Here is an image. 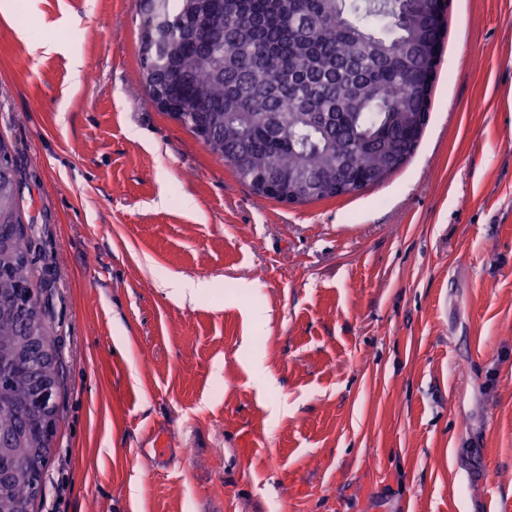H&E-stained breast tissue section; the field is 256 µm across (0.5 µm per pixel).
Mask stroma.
<instances>
[{
    "label": "stroma",
    "instance_id": "1",
    "mask_svg": "<svg viewBox=\"0 0 512 512\" xmlns=\"http://www.w3.org/2000/svg\"><path fill=\"white\" fill-rule=\"evenodd\" d=\"M138 12L0 13V137L63 366L33 512H512V0H448L404 166L292 206L151 101ZM167 293L179 299H195L207 294L210 284L205 280L171 279L163 283Z\"/></svg>",
    "mask_w": 512,
    "mask_h": 512
}]
</instances>
